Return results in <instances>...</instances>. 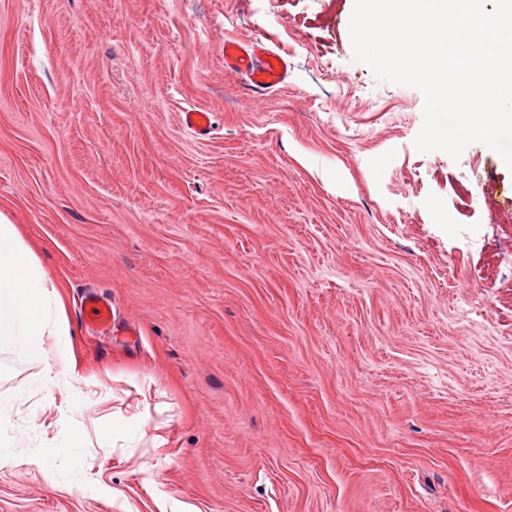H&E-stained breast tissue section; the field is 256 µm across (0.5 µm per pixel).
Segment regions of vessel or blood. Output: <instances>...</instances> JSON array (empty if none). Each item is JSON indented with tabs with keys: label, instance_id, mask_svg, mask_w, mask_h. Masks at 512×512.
Masks as SVG:
<instances>
[{
	"label": "vessel or blood",
	"instance_id": "vessel-or-blood-1",
	"mask_svg": "<svg viewBox=\"0 0 512 512\" xmlns=\"http://www.w3.org/2000/svg\"><path fill=\"white\" fill-rule=\"evenodd\" d=\"M224 66L240 75L246 85L256 93H268L282 83L288 63L284 57L268 50L262 43L228 40L224 43ZM183 126L197 136H207L212 127L208 112L187 110L182 112ZM92 331L104 333L112 328V301L95 291H86L80 303Z\"/></svg>",
	"mask_w": 512,
	"mask_h": 512
}]
</instances>
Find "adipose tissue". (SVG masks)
Returning a JSON list of instances; mask_svg holds the SVG:
<instances>
[{
	"instance_id": "1",
	"label": "adipose tissue",
	"mask_w": 512,
	"mask_h": 512,
	"mask_svg": "<svg viewBox=\"0 0 512 512\" xmlns=\"http://www.w3.org/2000/svg\"><path fill=\"white\" fill-rule=\"evenodd\" d=\"M70 336L53 278L17 225L0 215V340L41 350Z\"/></svg>"
}]
</instances>
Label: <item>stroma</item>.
I'll list each match as a JSON object with an SVG mask.
<instances>
[{
  "instance_id": "35a3bbf8",
  "label": "stroma",
  "mask_w": 512,
  "mask_h": 512,
  "mask_svg": "<svg viewBox=\"0 0 512 512\" xmlns=\"http://www.w3.org/2000/svg\"><path fill=\"white\" fill-rule=\"evenodd\" d=\"M353 4L0 0V215L88 366L0 344V512H512V170L416 150ZM224 66L240 75L253 92L262 94L282 83L288 63L260 42L228 40L224 43ZM181 121L183 126L197 136H207L212 127L209 112L201 110H186L181 113ZM80 307L93 332L104 333L112 330V300L109 297L96 291H86L81 298Z\"/></svg>"
}]
</instances>
